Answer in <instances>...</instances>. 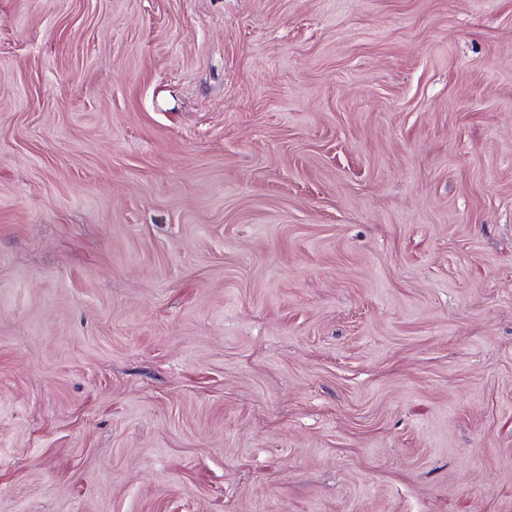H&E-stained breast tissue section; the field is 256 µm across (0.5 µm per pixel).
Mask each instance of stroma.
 <instances>
[{
    "instance_id": "1",
    "label": "stroma",
    "mask_w": 512,
    "mask_h": 512,
    "mask_svg": "<svg viewBox=\"0 0 512 512\" xmlns=\"http://www.w3.org/2000/svg\"><path fill=\"white\" fill-rule=\"evenodd\" d=\"M0 512H512V0H0Z\"/></svg>"
}]
</instances>
